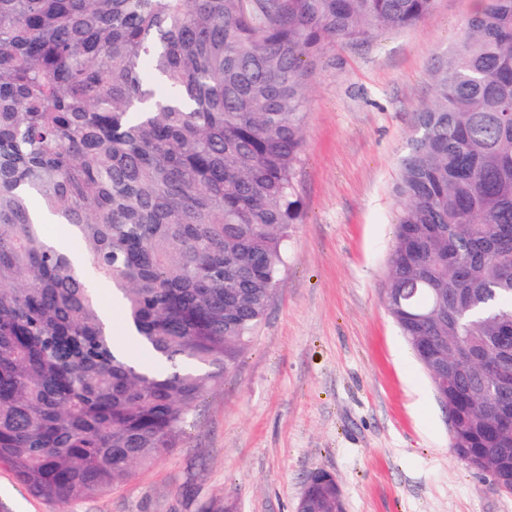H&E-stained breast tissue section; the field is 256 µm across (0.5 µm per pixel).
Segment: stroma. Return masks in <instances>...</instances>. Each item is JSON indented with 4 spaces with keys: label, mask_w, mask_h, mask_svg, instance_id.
Returning a JSON list of instances; mask_svg holds the SVG:
<instances>
[{
    "label": "stroma",
    "mask_w": 512,
    "mask_h": 512,
    "mask_svg": "<svg viewBox=\"0 0 512 512\" xmlns=\"http://www.w3.org/2000/svg\"><path fill=\"white\" fill-rule=\"evenodd\" d=\"M476 0L328 44L305 114L288 263L236 371L198 402L179 447L124 482L58 504L0 466V512H297L313 470L346 512H512V492L461 464L450 421L388 316L391 195L430 72Z\"/></svg>",
    "instance_id": "1"
}]
</instances>
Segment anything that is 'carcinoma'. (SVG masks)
Returning a JSON list of instances; mask_svg holds the SVG:
<instances>
[{"instance_id":"obj_1","label":"carcinoma","mask_w":512,"mask_h":512,"mask_svg":"<svg viewBox=\"0 0 512 512\" xmlns=\"http://www.w3.org/2000/svg\"><path fill=\"white\" fill-rule=\"evenodd\" d=\"M436 0H0V464L67 503L176 448L238 365L300 216L313 72L331 42L426 18ZM432 71L393 186L384 305L447 412L465 466L512 380L485 370L512 321V0H481ZM67 230L120 295L112 328ZM435 349L426 358L423 337ZM457 362L460 395L437 369ZM306 512H333L320 490Z\"/></svg>"}]
</instances>
